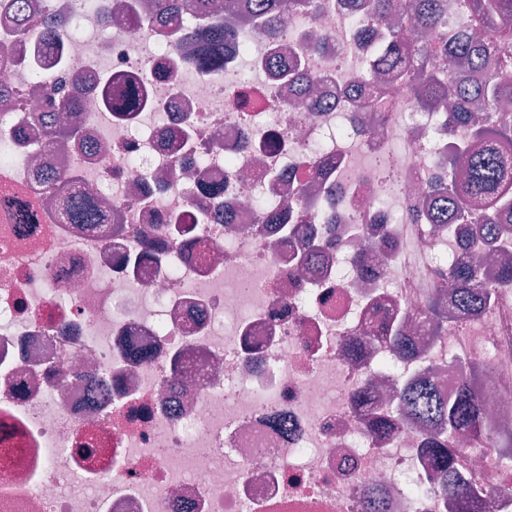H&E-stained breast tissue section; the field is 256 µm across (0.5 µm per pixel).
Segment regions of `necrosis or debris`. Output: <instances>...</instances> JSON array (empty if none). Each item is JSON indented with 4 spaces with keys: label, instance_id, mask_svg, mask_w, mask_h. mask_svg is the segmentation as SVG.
Instances as JSON below:
<instances>
[{
    "label": "necrosis or debris",
    "instance_id": "1",
    "mask_svg": "<svg viewBox=\"0 0 512 512\" xmlns=\"http://www.w3.org/2000/svg\"><path fill=\"white\" fill-rule=\"evenodd\" d=\"M103 2L0 0V83L12 91L0 106L11 155L0 163V512H363L372 487L386 512H458L455 499L409 493L429 469L421 437L367 375L391 357L384 316L400 311L416 344L403 376L454 391L457 346L488 375L490 420L512 430V284L490 275L494 301L449 313L440 333L419 319L438 251L466 243L411 214L470 131L399 101L381 112L338 97L369 79L387 40L381 25L353 33L341 0L288 18L278 40L253 28L246 60L210 75L183 48L162 50L153 24L104 30ZM322 34L333 50H313ZM58 49L65 82L83 92L69 115L82 146L41 131L34 79L52 72L32 60ZM273 56L316 79V108L267 68ZM106 75L141 81L147 105L118 119L87 88ZM241 87L246 114L231 99ZM186 128L189 144L172 151ZM316 165L320 208L305 220L327 244L313 270L297 271L250 199L272 197L292 223ZM58 171L104 204L106 223L63 220L47 189ZM20 201L34 223H19ZM175 216L197 218L204 257L167 232ZM147 241L157 262L127 265ZM365 245L374 277L337 278ZM458 443L467 481L491 497L512 491L496 454Z\"/></svg>",
    "mask_w": 512,
    "mask_h": 512
}]
</instances>
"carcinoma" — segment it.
I'll return each mask as SVG.
<instances>
[{"label":"carcinoma","mask_w":512,"mask_h":512,"mask_svg":"<svg viewBox=\"0 0 512 512\" xmlns=\"http://www.w3.org/2000/svg\"><path fill=\"white\" fill-rule=\"evenodd\" d=\"M358 15V33L370 32L376 25L389 28V42L377 70L390 76L391 91L407 97L416 108L435 110L445 98H451L447 123L468 124L478 143L512 140V126L497 123L501 103L512 101V0H348ZM326 0H224V20L203 32L186 27L189 19L204 17L216 9L213 0H154L149 14L160 30L161 47L180 41L195 44L193 61L202 72H218L225 63L246 51L243 35L262 22L269 36L280 33L285 15L312 14L324 9ZM432 32L437 45L434 53L449 62L436 67L420 45L405 34L403 18ZM278 71L296 82L311 83L298 64L274 62ZM47 105L58 111L75 104L81 92L65 93L60 87H44ZM102 103L123 119L141 109L145 100L143 86L135 81L112 78L98 87ZM45 138L54 142L79 136L74 126L52 121L45 125ZM447 175L431 190L429 219L433 224H458L470 245L480 249L512 238V193L502 190L512 182V155H503L492 147L474 148L466 157L465 170L455 169L454 159L446 160ZM63 217L72 224H94L100 214L82 195L69 197ZM170 231L194 244L199 254L206 244L196 237V224L180 218L167 222ZM284 237L293 247L301 264H307L322 250V243L306 236L303 224H290ZM447 267L441 282L426 294L424 305L429 325L440 329L447 322L446 307L454 303L468 315L490 299L483 287V268L468 257L447 255L440 260ZM392 365L410 352L409 342L393 326ZM463 381L451 396H445L425 378L401 380L397 407L404 418L421 432V455L429 461L433 474L429 482L443 496L454 495L462 512L481 502L483 490L461 478L456 468L464 449L454 447L450 438L467 432L481 444L512 449V431L492 432L481 391L474 381V366L457 361Z\"/></svg>","instance_id":"cac0c4a2"}]
</instances>
